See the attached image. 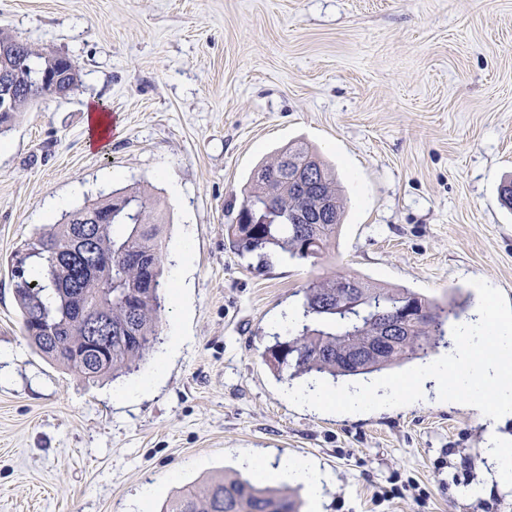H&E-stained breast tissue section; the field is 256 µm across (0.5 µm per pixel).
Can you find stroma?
<instances>
[{
    "label": "stroma",
    "mask_w": 512,
    "mask_h": 512,
    "mask_svg": "<svg viewBox=\"0 0 512 512\" xmlns=\"http://www.w3.org/2000/svg\"><path fill=\"white\" fill-rule=\"evenodd\" d=\"M0 28L74 59L63 98L0 135V512H160L180 492L282 457L325 476L274 489L300 512H512L463 398L351 414L290 400L263 356L303 288L333 275L512 312V0H0ZM116 121L88 146V112ZM301 141L347 199L319 258L240 255L229 224L255 169ZM159 198L168 280L160 344L89 384L22 330L11 258L43 226L121 188ZM187 341L170 348L173 331ZM139 399L115 389L152 371Z\"/></svg>",
    "instance_id": "35a3bbf8"
}]
</instances>
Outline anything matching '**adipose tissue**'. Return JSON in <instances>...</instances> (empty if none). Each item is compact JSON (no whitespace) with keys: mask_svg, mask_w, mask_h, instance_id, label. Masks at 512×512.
Here are the masks:
<instances>
[{"mask_svg":"<svg viewBox=\"0 0 512 512\" xmlns=\"http://www.w3.org/2000/svg\"><path fill=\"white\" fill-rule=\"evenodd\" d=\"M448 358L426 362L409 376L329 390L310 381L290 387L289 398L315 406L341 403L351 413L402 397L469 396L472 408L494 422L512 418V314L483 302L460 329Z\"/></svg>","mask_w":512,"mask_h":512,"instance_id":"1","label":"adipose tissue"}]
</instances>
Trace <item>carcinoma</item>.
<instances>
[{"label": "carcinoma", "instance_id": "1", "mask_svg": "<svg viewBox=\"0 0 512 512\" xmlns=\"http://www.w3.org/2000/svg\"><path fill=\"white\" fill-rule=\"evenodd\" d=\"M27 74L48 68L76 85L79 70L67 56L44 55L29 49L10 60ZM45 95L36 86L15 96L11 111L0 113L1 126ZM129 198L138 204L135 215L118 207ZM329 203L330 219L324 224H298L295 215L314 212ZM272 205L280 220L275 224L230 225L238 250L264 260L269 253L305 260L323 252L334 240L345 213V200L335 170L302 145L288 146L271 162L259 167L243 189L241 205ZM161 210L137 188L115 191L104 202L77 208L64 222L41 229L15 251L27 258L12 269L14 294L24 331L36 349L49 360L98 381L142 361L159 340L164 298L163 250L158 240ZM90 231L89 249L78 240ZM108 269L103 277L87 269ZM364 293V306L336 312V278L312 282L303 289V323L297 333L277 340L266 355L280 373L293 379L302 375L357 376L380 371L404 360L427 354L433 334L443 335L444 309L407 289L375 288L355 278ZM422 303L423 321L408 340L382 361L356 365L336 356V347L357 343L368 333L373 312L400 313L410 301ZM161 512H299L296 501L274 494L248 480L212 481L203 497L187 491L168 501Z\"/></svg>", "mask_w": 512, "mask_h": 512}]
</instances>
